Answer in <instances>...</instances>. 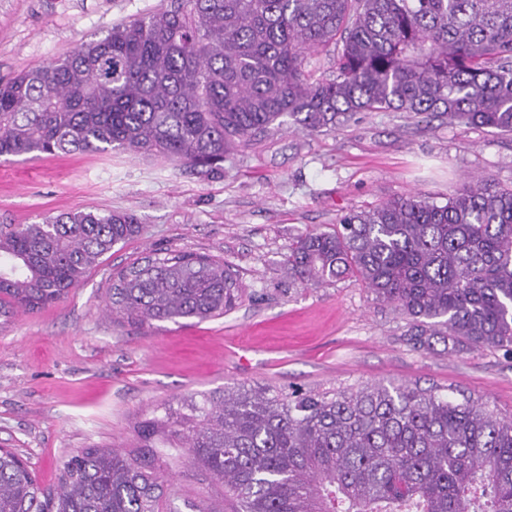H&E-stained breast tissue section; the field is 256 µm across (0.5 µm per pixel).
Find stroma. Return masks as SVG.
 Masks as SVG:
<instances>
[{"label":"stroma","mask_w":512,"mask_h":512,"mask_svg":"<svg viewBox=\"0 0 512 512\" xmlns=\"http://www.w3.org/2000/svg\"><path fill=\"white\" fill-rule=\"evenodd\" d=\"M162 0H0V79L104 38ZM469 175L512 189V135L438 114L360 112L335 130L257 137L212 171L160 158L0 157V225L73 210L137 216L142 231L70 293L0 326V448L40 483L78 448L131 450L143 419L225 390L325 392L406 384L488 400L512 414V358L416 350L406 319L357 277L304 286L290 277L293 240L351 210L421 192L446 202ZM218 255L245 287L223 318L136 326L105 310L111 274L151 251ZM177 512H236L179 439L161 447Z\"/></svg>","instance_id":"obj_1"}]
</instances>
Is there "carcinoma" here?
Masks as SVG:
<instances>
[{
    "mask_svg": "<svg viewBox=\"0 0 512 512\" xmlns=\"http://www.w3.org/2000/svg\"><path fill=\"white\" fill-rule=\"evenodd\" d=\"M323 56L336 76H315ZM440 113L512 134V0H166L67 56L0 80V156L134 152L205 170L292 123L328 132L357 112ZM141 231L74 210L0 226V325L44 309ZM288 272L358 276L404 315L417 349L512 357V190L470 176L302 234ZM245 287L224 260L144 258L109 279L138 324L224 316ZM137 425L145 451L78 448L41 484L0 448V512H160L157 440L182 435L241 512H512V416L407 385L273 397L222 394Z\"/></svg>",
    "mask_w": 512,
    "mask_h": 512,
    "instance_id": "1",
    "label": "carcinoma"
}]
</instances>
